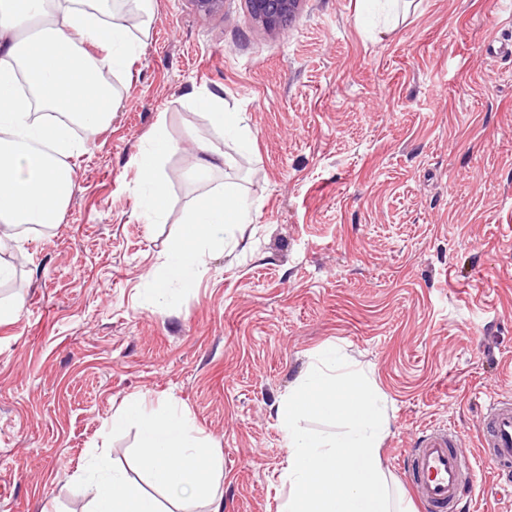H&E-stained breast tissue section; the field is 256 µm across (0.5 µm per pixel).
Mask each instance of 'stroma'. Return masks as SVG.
<instances>
[{"mask_svg":"<svg viewBox=\"0 0 512 512\" xmlns=\"http://www.w3.org/2000/svg\"><path fill=\"white\" fill-rule=\"evenodd\" d=\"M495 0H415L393 27L360 0H303L271 32L248 0L198 12L154 0L111 125L70 158L60 224L24 232L0 299V512H87L78 467L106 452L138 479L131 398L175 402L221 458L224 512H277L286 449L275 408L335 345L385 393L382 459L412 512L404 468L420 431L477 451L489 397L512 394V37ZM248 118L251 146L207 184L185 174L193 133L222 144L193 93ZM164 122L163 221L147 224L136 156ZM255 210L189 288L155 281L184 210L224 181ZM461 512H512L476 464Z\"/></svg>","mask_w":512,"mask_h":512,"instance_id":"1","label":"stroma"}]
</instances>
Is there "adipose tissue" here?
I'll return each mask as SVG.
<instances>
[{"mask_svg":"<svg viewBox=\"0 0 512 512\" xmlns=\"http://www.w3.org/2000/svg\"><path fill=\"white\" fill-rule=\"evenodd\" d=\"M106 2L0 0V283L13 276L21 227L62 221L76 187L68 163L78 151L75 129L93 135L112 121L117 95L103 84V71L122 73L136 58L135 36L108 21ZM196 103L212 129L246 138L244 113L225 111L222 96L210 93ZM176 148L160 124L136 160L143 186L138 213L147 222L164 216L168 190L158 164ZM253 221L254 208L235 183L195 201L183 214L159 295L172 282L192 287L206 257L223 252L234 229ZM130 422L138 428L143 471L156 487L187 497L182 512L197 503L204 512H224L222 462L175 403L137 399L112 416L113 429ZM83 485L88 512H165L104 452L89 464Z\"/></svg>","mask_w":512,"mask_h":512,"instance_id":"adipose-tissue-1","label":"adipose tissue"}]
</instances>
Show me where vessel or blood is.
Instances as JSON below:
<instances>
[{"mask_svg": "<svg viewBox=\"0 0 512 512\" xmlns=\"http://www.w3.org/2000/svg\"><path fill=\"white\" fill-rule=\"evenodd\" d=\"M480 446L503 480L512 479V398L498 396L486 408L478 431ZM423 512H458L475 477L470 456L457 447L454 432L432 427L418 436L404 458Z\"/></svg>", "mask_w": 512, "mask_h": 512, "instance_id": "1", "label": "vessel or blood"}]
</instances>
